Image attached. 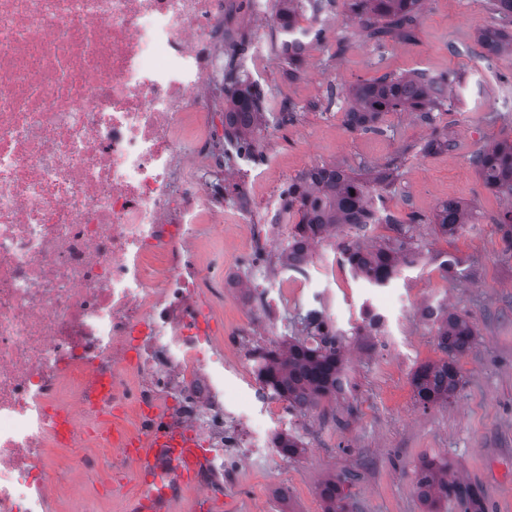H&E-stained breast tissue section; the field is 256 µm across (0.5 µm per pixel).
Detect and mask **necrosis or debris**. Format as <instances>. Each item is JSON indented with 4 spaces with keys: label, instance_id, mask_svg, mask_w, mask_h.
I'll use <instances>...</instances> for the list:
<instances>
[{
    "label": "necrosis or debris",
    "instance_id": "1",
    "mask_svg": "<svg viewBox=\"0 0 512 512\" xmlns=\"http://www.w3.org/2000/svg\"><path fill=\"white\" fill-rule=\"evenodd\" d=\"M247 6L265 19L263 0H0V512H57L65 488L105 476L124 512L157 488L164 503L217 499L228 461L270 438L226 414L224 357L288 284L215 276L200 230L229 220L254 246L290 243L288 196L235 181L248 161L216 147L213 79L223 55L256 72L270 45L301 58L314 34L244 38ZM228 299L248 319L218 345L203 312ZM69 411L80 429L59 455L53 415ZM159 427L202 448L192 485L166 454L131 452Z\"/></svg>",
    "mask_w": 512,
    "mask_h": 512
}]
</instances>
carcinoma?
Returning <instances> with one entry per match:
<instances>
[{"label":"carcinoma","instance_id":"obj_1","mask_svg":"<svg viewBox=\"0 0 512 512\" xmlns=\"http://www.w3.org/2000/svg\"><path fill=\"white\" fill-rule=\"evenodd\" d=\"M422 0H350L349 11L358 17L368 36L377 39L399 35L409 38L411 25ZM500 24L481 31V45L490 53L512 46V0H497ZM275 18L292 26L304 17L303 0H274ZM351 105L347 111L350 129L370 130L385 112H423L430 114L448 106L447 81L425 72L386 74L380 78L353 85L349 90ZM227 112H245L251 118V127L241 131L235 126L224 129V138L232 142L245 136L261 134L263 111L262 94L251 86L234 85L227 90ZM486 187L498 196L512 199V141L501 140L490 147L481 148L471 157ZM398 166L390 164L372 178L340 167L329 169L317 166L310 169L300 181L288 184V198L301 202L305 208L297 223L299 242L322 238L334 230L342 239V262L349 273L374 287H385L396 279L402 267L417 260L413 246L412 225L425 220L448 237L458 235L465 225L472 223L471 210L460 203L447 200L438 205L432 217L425 219L413 214L409 225L398 229L399 237L384 245L367 247L357 240L342 238L344 228L352 224H367L374 199L387 190L395 180ZM503 232L507 249H512V207L501 213L497 220ZM433 321L437 345L444 358L419 365L412 374L414 396L427 407L446 404L455 396L461 375L457 358L472 347L476 331L466 318L436 306ZM316 311L310 310L300 318L306 340L293 339L285 350L259 353L257 376L271 395L288 400V406L305 410L316 407L326 397L344 393L350 386L347 359L343 352V334L336 333L334 341L315 340ZM274 443L288 459L305 452L303 442L296 433L286 432L275 437ZM348 477L326 480L320 490L325 503L324 512H350V494L344 485ZM415 486L428 512H437L440 505L450 499L458 501L464 512H471L478 491L464 485L449 474L446 461L426 460L415 471Z\"/></svg>","mask_w":512,"mask_h":512}]
</instances>
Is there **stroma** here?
<instances>
[{"label":"stroma","instance_id":"obj_1","mask_svg":"<svg viewBox=\"0 0 512 512\" xmlns=\"http://www.w3.org/2000/svg\"><path fill=\"white\" fill-rule=\"evenodd\" d=\"M498 21L492 0H423L410 38H370L336 0V13L317 26L318 38L300 64L307 76H287L278 55L262 64L265 98L258 159L250 174L264 173L256 194L277 190L315 165L375 172L396 163L392 188L381 201L392 224L355 228L361 242L395 237L394 222L423 216L412 234L423 255L387 287L374 288L340 265L334 238L315 250L308 273H284L276 248L253 251L244 224L224 227V262L248 275L288 281L280 322L297 334L299 314L323 306L342 329L354 389L296 414L289 428L305 453L288 460L267 449L240 464L225 488L220 512H323L319 489L334 476L354 473L348 487L353 512H425L414 486L425 458L447 461L452 474L480 491L482 512H512V253L496 221L508 202L490 192L470 157L483 146L512 139V51L491 54L479 32ZM423 71L461 77L450 108L431 118L388 112L375 132L349 130L347 88L387 73ZM448 138V151L427 150ZM473 208L475 223L453 239L426 219L442 201ZM457 258L462 274L447 272L438 256ZM447 304L477 330L474 347L457 360L461 386L445 406H422L413 393L417 366L442 356L422 309ZM386 317L377 335H353L367 309Z\"/></svg>","mask_w":512,"mask_h":512}]
</instances>
